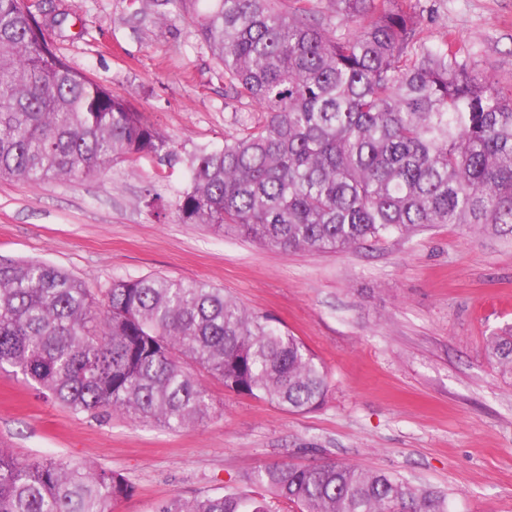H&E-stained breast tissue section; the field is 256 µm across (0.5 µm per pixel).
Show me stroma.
<instances>
[{"label":"stroma","mask_w":512,"mask_h":512,"mask_svg":"<svg viewBox=\"0 0 512 512\" xmlns=\"http://www.w3.org/2000/svg\"><path fill=\"white\" fill-rule=\"evenodd\" d=\"M425 35L447 33L483 75L512 83V0H407ZM58 54L127 97L179 154L223 146L257 122L227 92L195 34L205 0H40ZM185 163L116 162L104 174L39 185L0 180V259L38 260L84 281L97 302L118 279L202 281L273 315L320 359L323 405L291 413L208 374L215 414L172 431L119 414H75L21 372L0 370V448L121 473L112 512L236 489L269 464L343 460L447 494L452 512H512V374L486 353L512 329V237L440 224L344 253L270 249L202 224L159 220L146 191L174 198Z\"/></svg>","instance_id":"stroma-1"}]
</instances>
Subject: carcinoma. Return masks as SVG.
I'll return each mask as SVG.
<instances>
[{
  "mask_svg": "<svg viewBox=\"0 0 512 512\" xmlns=\"http://www.w3.org/2000/svg\"><path fill=\"white\" fill-rule=\"evenodd\" d=\"M336 34L277 0H209L196 32L263 121L187 158L172 204L183 224L232 230L284 252L343 253L437 224L512 235V88L459 61L448 33L423 37L400 0H330ZM169 167L178 152L128 100L57 54L30 0H0V179L39 185L104 173L117 159ZM146 206L167 209L161 190ZM512 373V334L488 340ZM19 370L73 413L168 429L214 415L204 370L289 412L322 406V362L278 320L204 282L86 283L41 261H0V368ZM254 481L298 512H450L446 493L342 461L265 466ZM112 470L0 449V512H112ZM155 512H270L229 492Z\"/></svg>",
  "mask_w": 512,
  "mask_h": 512,
  "instance_id": "obj_1",
  "label": "carcinoma"
}]
</instances>
